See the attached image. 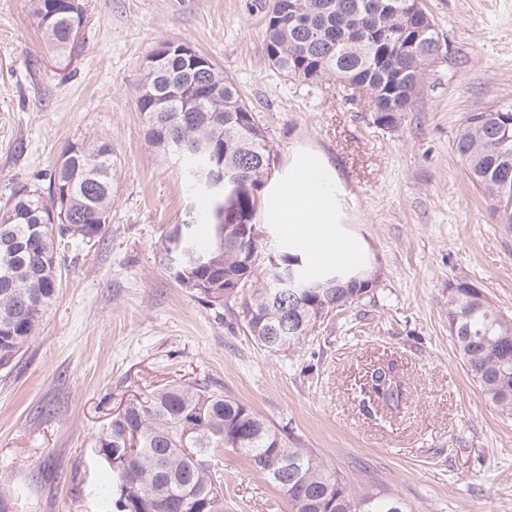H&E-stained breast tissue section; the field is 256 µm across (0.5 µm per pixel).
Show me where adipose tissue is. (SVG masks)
Returning a JSON list of instances; mask_svg holds the SVG:
<instances>
[{
    "label": "adipose tissue",
    "instance_id": "obj_1",
    "mask_svg": "<svg viewBox=\"0 0 512 512\" xmlns=\"http://www.w3.org/2000/svg\"><path fill=\"white\" fill-rule=\"evenodd\" d=\"M274 193V200L264 212L267 223L279 225L288 239L317 242L320 266L343 264L345 252L356 250L353 240L337 235L333 229L336 186L322 159L308 156L297 160Z\"/></svg>",
    "mask_w": 512,
    "mask_h": 512
}]
</instances>
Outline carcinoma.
Here are the masks:
<instances>
[{"mask_svg": "<svg viewBox=\"0 0 512 512\" xmlns=\"http://www.w3.org/2000/svg\"><path fill=\"white\" fill-rule=\"evenodd\" d=\"M59 0H35V13L46 43L70 62L76 46L73 28L87 21L84 0L73 11L56 8ZM266 14L265 53L270 65L287 77L318 84L333 79L360 84L372 98L373 123L397 126L412 111L423 73L401 54L421 24L429 32L420 41L424 54L436 56L441 38L426 11L408 16L397 0H271ZM223 84L216 98L206 91ZM153 94L137 97L138 111L153 125L149 141L164 155L182 153L199 167L207 155L190 152L211 141L224 171L251 183L264 182L275 155L264 128L243 101L237 85L210 57L174 50L159 67L143 72L140 86ZM471 182L491 214L512 225V108L477 112L455 142ZM116 178L112 146L98 141L69 162L57 165L49 181L55 190L22 187L0 216L9 241L0 233V367L19 355L40 326L44 311L57 299L58 254L70 241L95 243L106 231L98 217L110 215ZM196 200V222L181 224L168 242L182 236L176 281L211 305L241 301L245 328L255 344L270 351L266 337L278 327L272 311L273 286L263 271H248L247 256L263 264L252 242L224 243V225L215 223L224 202L189 183ZM66 224H47L51 213ZM209 265L197 264L199 254ZM311 283L346 278L354 268L326 267L308 276L306 260L298 266ZM239 284L232 293L226 285ZM371 285L338 288L332 297L303 288L288 307L309 330L344 312L370 292ZM448 330L454 347L487 401L512 406V320L478 288L460 282L448 289ZM395 363L373 369L364 394L397 411L405 400ZM97 453L111 475L104 486L112 512H224V468L218 452L230 448L283 491L292 512H407L399 498L367 495L356 502L346 483L310 448H293L243 403L203 381H167L144 401H130L112 418L96 441Z\"/></svg>", "mask_w": 512, "mask_h": 512, "instance_id": "obj_1", "label": "carcinoma"}]
</instances>
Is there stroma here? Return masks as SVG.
Instances as JSON below:
<instances>
[{
    "label": "stroma",
    "mask_w": 512,
    "mask_h": 512,
    "mask_svg": "<svg viewBox=\"0 0 512 512\" xmlns=\"http://www.w3.org/2000/svg\"><path fill=\"white\" fill-rule=\"evenodd\" d=\"M270 0H85L70 62L44 41L33 0H0V213L48 185L73 144L109 142L119 167L103 238L60 250L59 296L0 368V493L13 512H108L93 445L161 380H202L287 429L350 494L409 512H512V411L487 402L448 332V290L481 288L512 318V226L495 223L454 150L470 115L512 106V0H423L443 40L413 109L373 124L366 99L307 85L265 58ZM166 41L211 57L238 86L276 155L268 198L312 152L338 190L336 230L361 247L371 291L296 348L261 350L240 303L181 288L167 240L189 192L137 110L143 64ZM397 363L406 402L362 401L372 364ZM224 512H291L232 450Z\"/></svg>",
    "instance_id": "obj_1"
}]
</instances>
